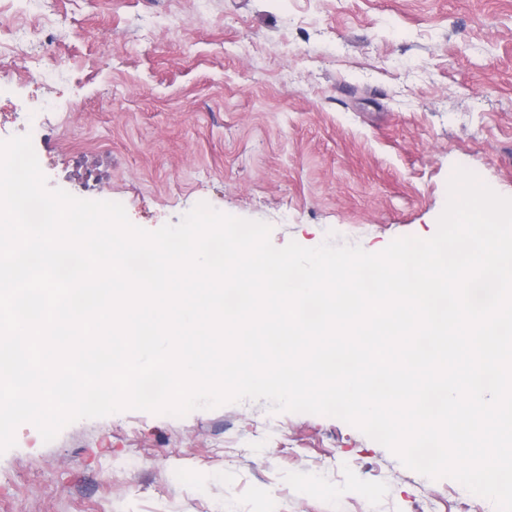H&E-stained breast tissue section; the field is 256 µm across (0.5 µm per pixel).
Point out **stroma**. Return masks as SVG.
I'll return each mask as SVG.
<instances>
[{"mask_svg":"<svg viewBox=\"0 0 512 512\" xmlns=\"http://www.w3.org/2000/svg\"><path fill=\"white\" fill-rule=\"evenodd\" d=\"M0 140L153 231L199 203L282 247L427 239L455 168L512 197V0H0ZM55 54L63 73L40 72ZM0 512H497L335 417L245 399L20 425Z\"/></svg>","mask_w":512,"mask_h":512,"instance_id":"35a3bbf8","label":"stroma"}]
</instances>
